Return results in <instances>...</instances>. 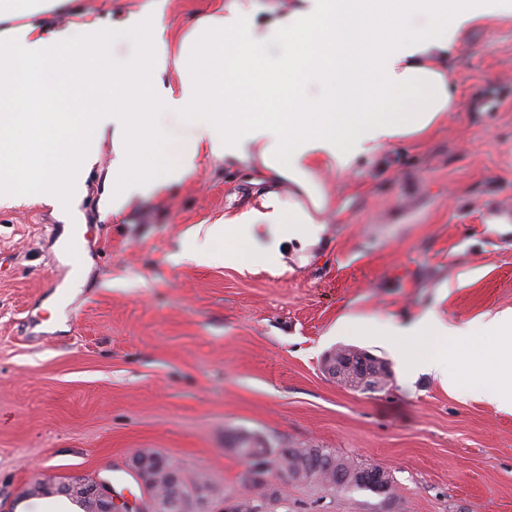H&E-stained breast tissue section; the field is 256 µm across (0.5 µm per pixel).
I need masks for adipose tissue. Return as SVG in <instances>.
I'll use <instances>...</instances> for the list:
<instances>
[{
  "label": "adipose tissue",
  "mask_w": 512,
  "mask_h": 512,
  "mask_svg": "<svg viewBox=\"0 0 512 512\" xmlns=\"http://www.w3.org/2000/svg\"><path fill=\"white\" fill-rule=\"evenodd\" d=\"M41 0H0V204L28 193L68 210L95 145L112 138V213L194 174L201 156L260 185L253 203L194 237L192 257L280 271V246L315 244L336 208L322 169L349 171L455 107L444 62L473 25L512 18V0H232L170 55L161 15L46 32L13 25ZM371 335L408 351L449 387L512 405L500 353L512 309L460 325L427 312ZM476 336L471 369L448 349Z\"/></svg>",
  "instance_id": "obj_1"
}]
</instances>
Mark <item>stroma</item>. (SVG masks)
Here are the masks:
<instances>
[{
	"mask_svg": "<svg viewBox=\"0 0 512 512\" xmlns=\"http://www.w3.org/2000/svg\"><path fill=\"white\" fill-rule=\"evenodd\" d=\"M227 2L168 0L169 50ZM154 4L63 0L26 21L109 24ZM448 81L458 107L425 137L328 173L337 210L318 243L288 246L280 274L189 258L195 233L259 190L207 157L115 214L106 139L70 211L33 195L0 206V512H54L59 494L38 483L77 477L141 499L129 463L143 450L208 476L220 512L259 495L241 480L242 434L377 465L397 485L387 499L292 483L266 512H512V412L405 374V352L364 332L512 308V19L476 24ZM340 345L385 361L386 387L330 379L323 357Z\"/></svg>",
	"mask_w": 512,
	"mask_h": 512,
	"instance_id": "obj_1",
	"label": "stroma"
}]
</instances>
